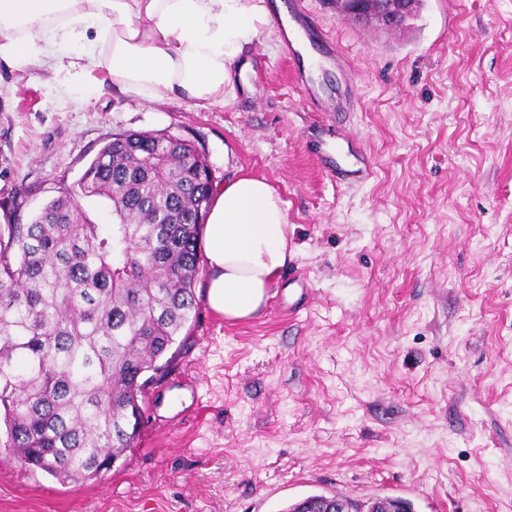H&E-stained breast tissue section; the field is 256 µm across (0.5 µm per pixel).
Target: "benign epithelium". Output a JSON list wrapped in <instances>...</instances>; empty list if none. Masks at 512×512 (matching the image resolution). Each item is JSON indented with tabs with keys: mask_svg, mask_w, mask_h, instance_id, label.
Listing matches in <instances>:
<instances>
[{
	"mask_svg": "<svg viewBox=\"0 0 512 512\" xmlns=\"http://www.w3.org/2000/svg\"><path fill=\"white\" fill-rule=\"evenodd\" d=\"M323 3L364 26L389 31L407 26L423 0H323Z\"/></svg>",
	"mask_w": 512,
	"mask_h": 512,
	"instance_id": "1",
	"label": "benign epithelium"
}]
</instances>
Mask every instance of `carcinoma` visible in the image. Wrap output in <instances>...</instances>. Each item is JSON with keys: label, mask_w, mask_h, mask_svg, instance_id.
I'll list each match as a JSON object with an SVG mask.
<instances>
[{"label": "carcinoma", "mask_w": 512, "mask_h": 512, "mask_svg": "<svg viewBox=\"0 0 512 512\" xmlns=\"http://www.w3.org/2000/svg\"><path fill=\"white\" fill-rule=\"evenodd\" d=\"M107 140L28 224L0 227L3 448L63 484L111 470L138 436L146 386L197 315L213 186L152 133ZM137 148L143 160L129 153ZM109 202L99 224L81 197Z\"/></svg>", "instance_id": "obj_1"}]
</instances>
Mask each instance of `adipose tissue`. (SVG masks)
<instances>
[{"mask_svg": "<svg viewBox=\"0 0 512 512\" xmlns=\"http://www.w3.org/2000/svg\"><path fill=\"white\" fill-rule=\"evenodd\" d=\"M264 0H0V62L49 75L82 107L107 86L152 103L233 100V71L268 23ZM206 301L225 320L257 314L293 253L288 204L241 173L213 197L205 224Z\"/></svg>", "mask_w": 512, "mask_h": 512, "instance_id": "adipose-tissue-1", "label": "adipose tissue"}]
</instances>
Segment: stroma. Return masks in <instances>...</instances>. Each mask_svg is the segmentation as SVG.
Listing matches in <instances>:
<instances>
[{"label":"stroma","instance_id":"stroma-1","mask_svg":"<svg viewBox=\"0 0 512 512\" xmlns=\"http://www.w3.org/2000/svg\"><path fill=\"white\" fill-rule=\"evenodd\" d=\"M305 4L351 61L321 93L353 111H310L273 23L236 98L205 109L113 88L76 109L42 69L0 65V226L75 186L112 134L166 132L204 147L214 185L271 183L294 250L255 316L201 306L111 471L63 484L0 455V512H285L311 494L512 512V0H424L401 34ZM340 128L370 180L319 173Z\"/></svg>","mask_w":512,"mask_h":512}]
</instances>
